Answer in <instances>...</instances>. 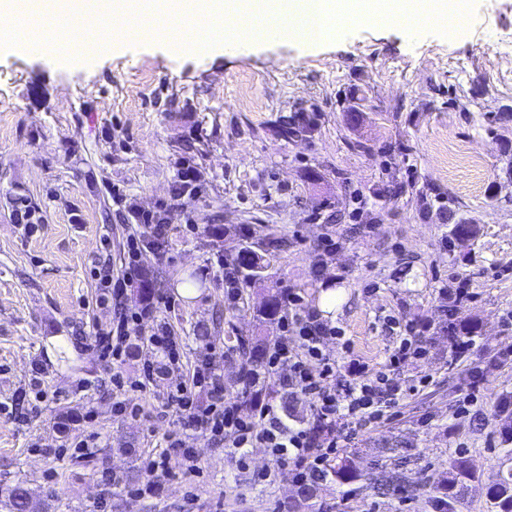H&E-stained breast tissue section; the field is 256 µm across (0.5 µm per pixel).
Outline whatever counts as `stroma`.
<instances>
[{
    "label": "stroma",
    "mask_w": 512,
    "mask_h": 512,
    "mask_svg": "<svg viewBox=\"0 0 512 512\" xmlns=\"http://www.w3.org/2000/svg\"><path fill=\"white\" fill-rule=\"evenodd\" d=\"M512 0H474L459 30L352 23L313 47L290 38L180 53L129 43L78 62L0 50V486L25 482L29 512H275L294 491L287 470L255 446L237 467L222 443L195 433L196 468L166 452L180 426L165 388L126 392L137 418L112 414V364L92 347L114 306L92 269L125 270L133 210L164 208L165 246L141 248L158 316L186 344L185 363L224 352V395L237 398L238 339L255 335L263 301L245 284L224 295L223 264L242 246L269 254L266 274L316 306L340 296L325 351L383 370L402 326L416 328L423 358L397 376L409 390L398 414L357 427L350 450L363 472L394 465L398 441L411 495L366 482L318 484L330 512H435L434 479L468 457L476 479L455 512H487L512 439V75L504 41ZM294 132L282 135L281 119ZM197 173L193 197L174 198L183 162ZM128 208L108 207V187ZM26 194L44 222L28 235L11 199ZM476 230L464 244L456 220ZM284 244L268 252L269 237ZM336 249L318 264L325 238ZM195 297L180 293L185 278ZM475 294L457 312L476 322L474 345L456 358L437 335L451 278ZM206 325L207 341L194 329ZM41 382L46 398L35 396ZM464 417L455 411L468 395ZM97 435L94 455L74 442ZM167 454L171 476L155 496L132 493L148 455Z\"/></svg>",
    "instance_id": "stroma-1"
}]
</instances>
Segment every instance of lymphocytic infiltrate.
<instances>
[{
	"mask_svg": "<svg viewBox=\"0 0 512 512\" xmlns=\"http://www.w3.org/2000/svg\"><path fill=\"white\" fill-rule=\"evenodd\" d=\"M128 262L120 276L111 268L95 269L94 276L103 289V303L120 305L110 328L98 330L96 348L102 360L121 363L131 340H139L151 352L136 377L122 373L112 376L116 390H142L165 382L168 404L174 407L180 431L168 437V446L183 460H196L187 439L190 433L205 432L224 444L225 451L238 464H245L246 451L255 445L271 448L278 464L288 466L296 482L324 480V462L338 449L346 447L350 426L391 416L405 393L396 373L409 359L420 356L412 337H404L393 350L385 370L370 373L366 363L356 357L346 362L332 360L323 352L334 327L323 322L308 308L302 296L289 293L288 310L281 317V336L269 347L259 368H242L245 385L260 388L267 380L278 378L283 388L309 398L321 421L333 425L322 446H315L307 432L288 426L270 404L259 406L253 417L242 416L236 401L224 396V355L217 350L197 358L189 373H182L184 345L170 325L155 318L152 306L127 307L123 300L140 276L136 240H129ZM207 392L210 403H201L198 395Z\"/></svg>",
	"mask_w": 512,
	"mask_h": 512,
	"instance_id": "lymphocytic-infiltrate-1",
	"label": "lymphocytic infiltrate"
}]
</instances>
